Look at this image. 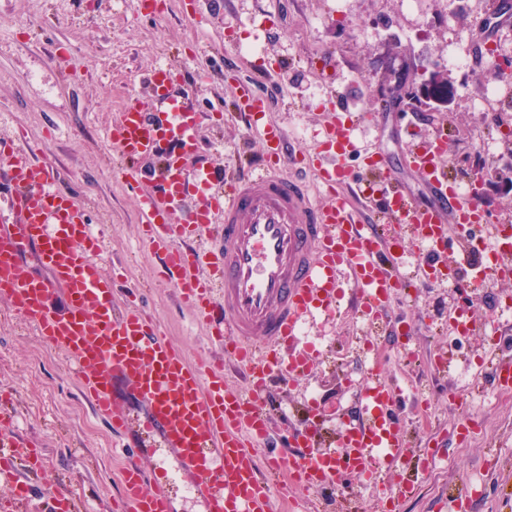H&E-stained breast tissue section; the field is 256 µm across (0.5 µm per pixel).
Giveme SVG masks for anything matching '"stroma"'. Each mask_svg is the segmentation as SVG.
Listing matches in <instances>:
<instances>
[{"mask_svg": "<svg viewBox=\"0 0 512 512\" xmlns=\"http://www.w3.org/2000/svg\"><path fill=\"white\" fill-rule=\"evenodd\" d=\"M0 0V138H12L35 157L53 164L60 190L73 194L102 240L101 258L111 267L115 296L139 302L171 344L191 363L219 360L224 349L208 327L161 277L159 252L143 235L140 200L126 185L136 171L151 186L159 158L122 160L107 140L115 113L129 98L149 101L145 80L156 66H178L185 82L197 71L210 74L194 84L208 116L199 129L205 158L220 175L231 174L263 154L253 124L284 127L293 150L308 153L328 102L353 113L357 151L349 160L362 171L366 150L387 154L395 176L413 197H434L403 165L412 150L442 133L445 163L455 181L474 166L504 167L502 145L476 155L470 136L512 127V106L475 109L472 75L448 64L450 49L480 53L481 10L460 0ZM366 35H359V28ZM254 43L258 54L243 51ZM263 97L265 108L233 118L240 84ZM512 296V283L481 293L418 282L396 296L391 322L363 324L354 307L348 317L320 316L310 327L322 346L308 374L276 397L289 415L323 425L321 444L336 438L338 419H357V393L370 365L368 345L389 346L381 374L398 386L406 453L394 467L380 468L388 487L410 481L414 493L394 502L357 482L352 494L326 504L314 490L284 498L272 492V512H448L450 491L475 480L484 493L470 512H512V392L486 404L485 423L460 436L482 388H452L438 370L435 350L453 364L489 366L512 362V321L492 322L496 300ZM468 309L476 324L463 344L448 340L449 305ZM412 332L405 342L404 332ZM416 353L407 365L403 344ZM0 395L18 426L41 448L58 490L85 512H121L119 450L127 439L113 434L82 393L66 355L24 325L0 298ZM427 405L430 427L413 413ZM498 464L487 469L489 456Z\"/></svg>", "mask_w": 512, "mask_h": 512, "instance_id": "35a3bbf8", "label": "stroma"}]
</instances>
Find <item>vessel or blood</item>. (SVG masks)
Returning <instances> with one entry per match:
<instances>
[{
	"label": "vessel or blood",
	"mask_w": 512,
	"mask_h": 512,
	"mask_svg": "<svg viewBox=\"0 0 512 512\" xmlns=\"http://www.w3.org/2000/svg\"><path fill=\"white\" fill-rule=\"evenodd\" d=\"M149 83L153 111L130 101L108 136L131 160L171 144L155 185L140 194L141 222L162 252L166 280L211 325L225 359L240 367L243 385L225 380V360L187 362L139 308L116 311L112 274L98 259L102 242L85 208L56 188L49 161L8 141H0V189L12 214L0 224V297L74 363L85 394L113 432L138 425L125 396L146 402L147 416L138 426L168 448L205 512H271L270 484L255 451L273 429L267 393L305 376L312 358L303 331L316 316L339 312L344 291L370 321L387 318L392 297L409 286L391 257L393 225L413 232L433 257V264L419 267L421 279L454 288L488 278L511 281L512 242L503 241L474 196L460 193L449 179L438 140L406 158L433 193L431 204L395 182L387 157H367L369 172L391 186L387 223H367L346 191L355 182L344 163L355 147L354 125L336 104L313 151L312 171L330 196L328 205H315L307 184L285 175V167L300 159L285 152L286 135L275 126L259 132L262 166L220 187L207 163L187 162L197 151L204 115L191 93L179 88L177 70L155 67ZM216 223L224 231L218 254L203 240L207 225ZM474 226L481 237L471 236ZM450 241L460 255L452 263L445 259ZM393 400V385L371 373L360 394V420L340 423L335 447L318 453L312 447L320 424L284 423L294 452L279 458L278 468L302 472L310 489L334 485L344 469L376 478L373 455L396 463L405 444ZM19 458L41 476L38 449L18 438L15 415L4 408L0 478L11 475ZM123 483L126 512H171L167 487L153 483L136 454L126 457Z\"/></svg>",
	"instance_id": "obj_1"
}]
</instances>
